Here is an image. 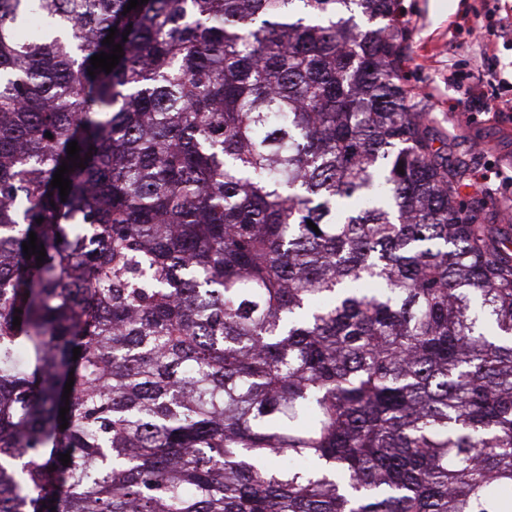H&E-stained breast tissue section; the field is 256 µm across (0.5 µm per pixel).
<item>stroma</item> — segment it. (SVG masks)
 <instances>
[{
	"instance_id": "1",
	"label": "stroma",
	"mask_w": 512,
	"mask_h": 512,
	"mask_svg": "<svg viewBox=\"0 0 512 512\" xmlns=\"http://www.w3.org/2000/svg\"><path fill=\"white\" fill-rule=\"evenodd\" d=\"M404 6L411 31L408 85L454 153L470 152L473 140L484 143L475 173L490 175L495 207L512 210V109L493 116L474 97L498 81L512 83V38L485 48L471 31L479 0H404Z\"/></svg>"
}]
</instances>
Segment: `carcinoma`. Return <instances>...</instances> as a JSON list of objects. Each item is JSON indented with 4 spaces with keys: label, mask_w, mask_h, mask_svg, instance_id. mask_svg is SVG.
<instances>
[{
    "label": "carcinoma",
    "mask_w": 512,
    "mask_h": 512,
    "mask_svg": "<svg viewBox=\"0 0 512 512\" xmlns=\"http://www.w3.org/2000/svg\"><path fill=\"white\" fill-rule=\"evenodd\" d=\"M127 4L0 0V512H512V211L403 0Z\"/></svg>",
    "instance_id": "carcinoma-1"
}]
</instances>
